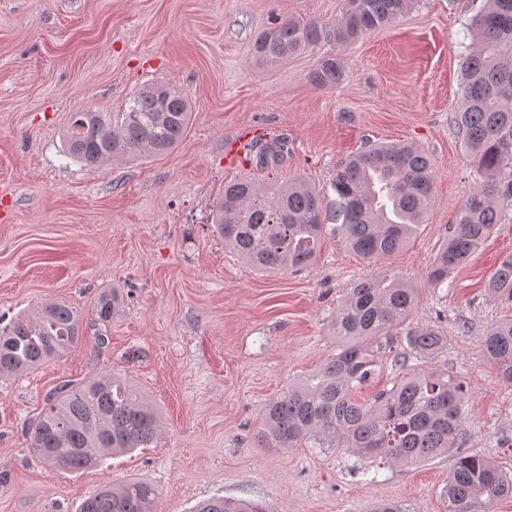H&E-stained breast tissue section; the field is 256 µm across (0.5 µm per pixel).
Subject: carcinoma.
<instances>
[{"mask_svg":"<svg viewBox=\"0 0 512 512\" xmlns=\"http://www.w3.org/2000/svg\"><path fill=\"white\" fill-rule=\"evenodd\" d=\"M409 0H345L336 24L338 43H354L395 22ZM478 47L462 61L463 82L454 124L482 179L467 196L457 224L436 254L427 275L435 288L465 266L512 210V0H490L474 22ZM317 23L283 20L264 30L252 47L254 60L274 66L316 46L324 37ZM343 71L333 55L322 57L313 80L333 87ZM192 106L165 81L134 92L122 120L108 112L70 114L64 152L88 166L125 158L163 155L183 138ZM289 152L288 137L260 135L253 162L275 169ZM330 187L335 198L301 183L288 187L237 179L224 185L213 224L224 247L263 272L312 265L324 238L341 240L368 265L401 250L416 234L432 199L434 166L412 144H376L336 166ZM487 292L512 302V254L487 281ZM417 289L395 273L357 282L336 307L332 327L338 353L317 375L288 386L262 412L259 447L283 451L314 440L353 452L378 465L429 462L455 449L448 474V512H490L512 497V477L490 460L464 451L467 392L454 374L411 364L438 356L443 338L428 327H409L406 346L394 355L399 374L393 386L362 403L355 392L382 366L378 350L407 323ZM124 301L117 289L98 296L95 311L108 322ZM82 320L64 302H45L0 328V379L36 369L78 345ZM487 362L512 382V319L491 326L484 340ZM161 420L148 396L129 379L112 373L79 386L63 383L47 396V408L30 426L32 447L52 469L75 472L112 455L148 447ZM156 488L138 479L106 484L78 512H157ZM195 512H260L246 501L212 498Z\"/></svg>","mask_w":512,"mask_h":512,"instance_id":"cac0c4a2","label":"carcinoma"}]
</instances>
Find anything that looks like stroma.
I'll list each match as a JSON object with an SVG mask.
<instances>
[{
    "instance_id": "1",
    "label": "stroma",
    "mask_w": 512,
    "mask_h": 512,
    "mask_svg": "<svg viewBox=\"0 0 512 512\" xmlns=\"http://www.w3.org/2000/svg\"><path fill=\"white\" fill-rule=\"evenodd\" d=\"M488 0H412L393 24L351 44L328 40L275 67L256 37L274 20L330 28L344 0H0V321L53 299L82 315V341L40 369L0 380V512H76L107 482L137 478L160 492L158 512H191L219 496L263 512H448L453 455L411 465L313 442L257 445L264 405L335 355L331 321L352 283L374 267L334 239L299 272L253 271L224 248L211 206L243 177L330 189L336 165L365 146L413 143L434 162V196L388 269L419 291L412 320L441 329L433 368L459 375L468 451L512 473V385L481 356L482 338L512 318L485 283L512 253V212L449 279L427 273L480 178L454 125L461 63ZM339 58L333 88L311 75ZM177 86L193 115L170 153L86 167L66 157L70 113H118L154 80ZM287 136L275 171L224 164L239 132ZM122 288L110 322L94 304ZM128 374L162 414L157 441L68 472L45 467L26 435L48 394L106 373Z\"/></svg>"
}]
</instances>
